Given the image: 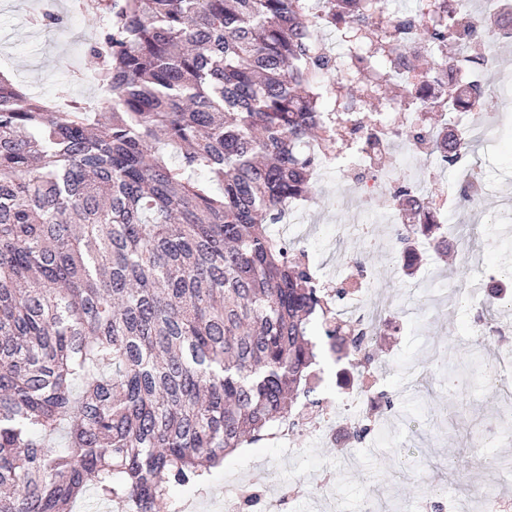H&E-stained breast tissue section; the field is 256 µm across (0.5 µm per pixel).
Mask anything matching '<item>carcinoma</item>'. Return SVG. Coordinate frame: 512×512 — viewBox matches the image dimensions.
<instances>
[{"label": "carcinoma", "instance_id": "1", "mask_svg": "<svg viewBox=\"0 0 512 512\" xmlns=\"http://www.w3.org/2000/svg\"><path fill=\"white\" fill-rule=\"evenodd\" d=\"M99 2L103 107L58 112L0 74V512L89 491L178 512L171 487L298 426L288 398L323 411L325 352L376 362L342 291L271 233L342 148L308 0ZM326 3L365 23L351 36L378 24L370 0ZM34 21L64 25L53 0ZM394 198L429 214L404 182ZM389 229L409 265L415 239L441 248L432 224Z\"/></svg>", "mask_w": 512, "mask_h": 512}]
</instances>
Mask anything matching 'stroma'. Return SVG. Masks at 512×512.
<instances>
[{
  "instance_id": "35a3bbf8",
  "label": "stroma",
  "mask_w": 512,
  "mask_h": 512,
  "mask_svg": "<svg viewBox=\"0 0 512 512\" xmlns=\"http://www.w3.org/2000/svg\"><path fill=\"white\" fill-rule=\"evenodd\" d=\"M40 3L0 0V72L30 93L48 97L63 87L75 101L98 105L94 87L75 79L97 68L84 49L91 27L84 21L63 33L32 27L28 10ZM486 77L502 91L490 110L493 146L476 148L464 161L484 173L488 191L481 207L459 208L458 169L448 168L455 229L441 254L419 255L408 272L395 248L367 249L361 223L333 204L337 190L351 182L344 159L315 182L304 223L273 227L306 251L318 274L334 279L352 274V258L358 248H366L376 283L391 303L389 318L378 326L374 350L387 368L384 383L394 395L392 440L352 444L343 431L327 436L303 431L286 444L273 440L240 448L212 468L203 486L174 488V500L192 496L203 508L223 501L233 490L231 475L237 474L262 492L266 512H333L337 507L363 512L368 503L375 512H421L431 482L447 479L450 462L457 468L451 495L512 496V472L506 466L512 445L484 439L489 424L512 416L506 405L512 377L499 389L480 386L465 396H449L438 384L449 363H461L471 352L474 316L453 303L451 285L471 283L470 266L478 261L493 270L512 268V227L485 221L488 209L512 208V52L502 51L498 67ZM405 458L427 460L431 466L423 474H405L399 468Z\"/></svg>"
}]
</instances>
